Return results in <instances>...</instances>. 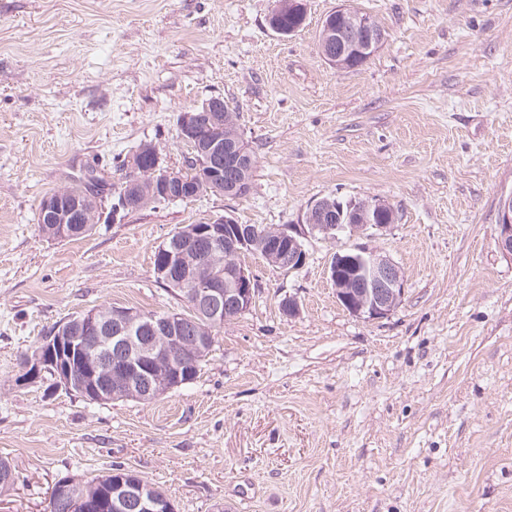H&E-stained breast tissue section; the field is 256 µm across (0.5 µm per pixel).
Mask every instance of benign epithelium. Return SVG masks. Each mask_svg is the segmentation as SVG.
<instances>
[{
  "mask_svg": "<svg viewBox=\"0 0 512 512\" xmlns=\"http://www.w3.org/2000/svg\"><path fill=\"white\" fill-rule=\"evenodd\" d=\"M324 33L335 34L342 48L362 52L375 50L385 39L375 18L347 5L338 7L323 22ZM224 110V100L214 97L199 108L185 112L179 121L178 135L183 141L194 138L200 127L209 124L211 113ZM152 161L133 167L134 183L149 182L165 199L178 201L186 198L181 175L163 167L159 149L151 151ZM252 156L242 139L224 141L221 136L200 150L195 159L193 174L200 183H213L222 173L245 174L252 166ZM85 208L80 199L69 201V194L61 192L45 200L43 216L48 224L60 226L61 234L74 233L72 223L76 211ZM385 205L364 202L355 210L344 211L332 206L329 199H318L306 212L310 232L333 237L348 231L364 234L370 229L387 227L382 220ZM257 230L247 224H236L226 217L210 224H198L177 238L171 248H161L162 257L158 276L178 285L186 293L185 301L196 316L205 321L220 319L224 303L230 302L239 311L253 303L256 283L253 274L237 262V256L252 244ZM497 243L500 251L512 258V192L501 196L498 205ZM267 250L272 261L282 270H296L306 260L302 233L283 232L266 228ZM205 241L213 251H224V269L202 275L197 270V247ZM330 279L336 288V297L350 313L372 319L392 313L404 296L403 279L399 269L388 258L366 248L353 255L336 254L329 267ZM185 316L176 312L149 319L131 316L122 307H112L101 314L86 312L73 322H61L43 338L35 352L27 357L25 385L52 379L54 387L92 402L110 395L114 398H158L171 392L187 380L181 360L185 355L200 350L213 334L184 335ZM148 331L146 336L133 335L135 328ZM79 354L90 361L82 374L72 370L68 358ZM139 512H175L168 498H159L149 492L138 478L112 485V512H127L130 506Z\"/></svg>",
  "mask_w": 512,
  "mask_h": 512,
  "instance_id": "1",
  "label": "benign epithelium"
}]
</instances>
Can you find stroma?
<instances>
[{
	"mask_svg": "<svg viewBox=\"0 0 512 512\" xmlns=\"http://www.w3.org/2000/svg\"><path fill=\"white\" fill-rule=\"evenodd\" d=\"M381 47L339 70L318 49L342 4ZM0 0V458L20 473L0 512H46L53 484L121 462L176 512H512V259L496 242L512 191V0ZM223 96L255 153L249 192L210 193L53 240L36 211L87 168L107 183L146 142L186 172L178 119ZM334 196L396 220L310 236L284 273L246 257L257 292L199 375L155 401L98 404L19 385L66 318L177 310L154 252L224 216L298 229ZM364 246L402 271L382 319L348 312L328 267ZM300 305L289 317L279 307Z\"/></svg>",
	"mask_w": 512,
	"mask_h": 512,
	"instance_id": "35a3bbf8",
	"label": "stroma"
}]
</instances>
